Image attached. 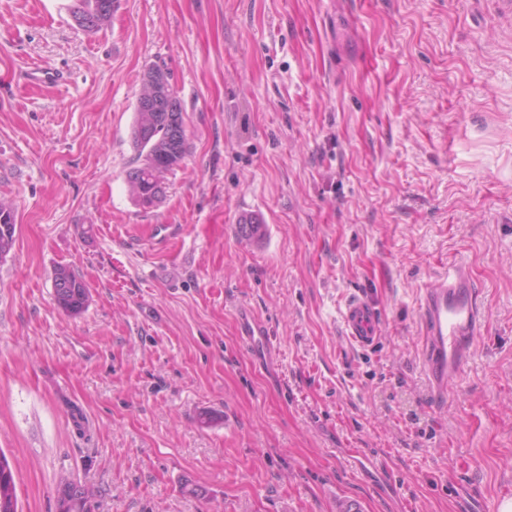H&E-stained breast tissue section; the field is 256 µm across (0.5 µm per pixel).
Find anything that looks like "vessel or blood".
Wrapping results in <instances>:
<instances>
[{"label": "vessel or blood", "instance_id": "b4317fda", "mask_svg": "<svg viewBox=\"0 0 512 512\" xmlns=\"http://www.w3.org/2000/svg\"><path fill=\"white\" fill-rule=\"evenodd\" d=\"M424 327L422 360L436 401L447 402L448 386L463 376L464 362L482 334V316L475 283L467 266L456 264L425 289L420 303ZM347 339L362 349L379 339L380 313L372 300L359 294L345 303ZM237 335L247 344L268 338L269 331L250 311H242Z\"/></svg>", "mask_w": 512, "mask_h": 512}]
</instances>
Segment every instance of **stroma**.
I'll return each instance as SVG.
<instances>
[{
  "mask_svg": "<svg viewBox=\"0 0 512 512\" xmlns=\"http://www.w3.org/2000/svg\"><path fill=\"white\" fill-rule=\"evenodd\" d=\"M0 0V452L19 512H499L512 490V0ZM188 152L127 172L144 71ZM44 65L60 83L28 87ZM264 235L247 240L241 216ZM467 264L484 330L446 404L420 298ZM89 288L61 310L52 275ZM380 313L369 350L347 298ZM269 344L236 335L241 310ZM216 418L213 426L197 422ZM195 485V496L183 492ZM70 11L76 23L80 19L88 20L91 26H78L86 31H98L107 26L112 19L118 0H74ZM15 224L12 208L0 202V254H8L13 248L15 239ZM53 288L58 306L71 314L80 313L89 298V289L84 280L67 265L54 269ZM343 323L347 339L361 349L372 348L379 339L380 313L364 294L354 295L345 303ZM74 484V483H73ZM64 485L71 487L70 491L64 490ZM92 495L90 489L72 485L70 480L64 479L57 488V511L58 512H87L85 506Z\"/></svg>",
  "mask_w": 512,
  "mask_h": 512,
  "instance_id": "1",
  "label": "stroma"
}]
</instances>
